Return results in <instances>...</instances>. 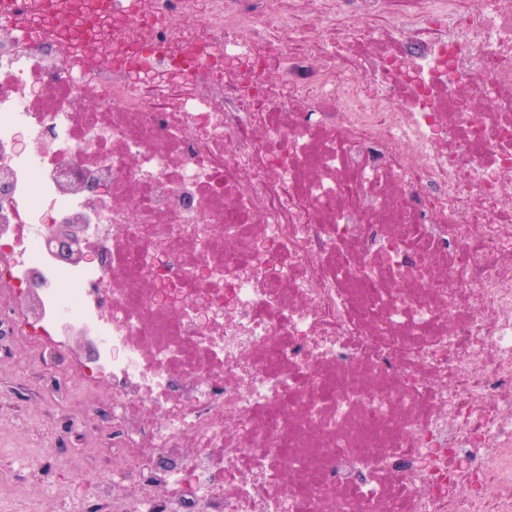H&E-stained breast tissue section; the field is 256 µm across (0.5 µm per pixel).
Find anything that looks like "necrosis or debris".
<instances>
[{"label": "necrosis or debris", "mask_w": 512, "mask_h": 512, "mask_svg": "<svg viewBox=\"0 0 512 512\" xmlns=\"http://www.w3.org/2000/svg\"><path fill=\"white\" fill-rule=\"evenodd\" d=\"M191 3L0 17V356L114 456L62 512H512V0Z\"/></svg>", "instance_id": "4bbe7bcc"}]
</instances>
